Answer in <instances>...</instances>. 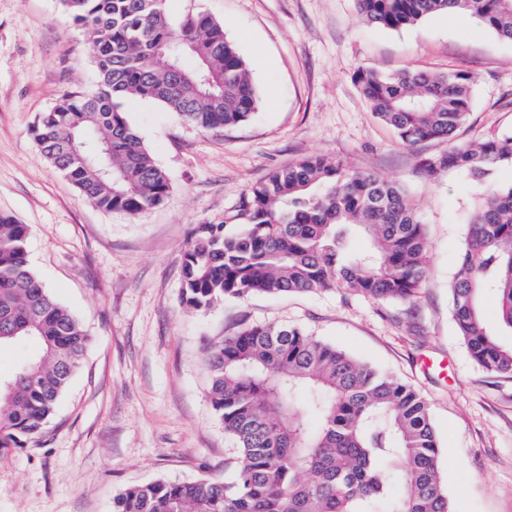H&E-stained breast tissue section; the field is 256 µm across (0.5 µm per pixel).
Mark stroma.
I'll list each match as a JSON object with an SVG mask.
<instances>
[{
	"label": "stroma",
	"mask_w": 512,
	"mask_h": 512,
	"mask_svg": "<svg viewBox=\"0 0 512 512\" xmlns=\"http://www.w3.org/2000/svg\"><path fill=\"white\" fill-rule=\"evenodd\" d=\"M221 22L246 59L258 106L239 125L203 132L151 101L126 115L170 181L136 215L85 201L35 143L41 112L93 89L85 32L59 0H0V211L30 228V265L84 326L83 362L42 432L0 458V512H112L126 487L158 478H227L233 445L208 398L209 343L253 324L291 325L412 385L428 401L453 512H512V378L470 356L449 286L482 185L426 160L443 141L408 147L376 119L361 69L464 70L473 106L457 140L512 135V42L465 14L399 31L359 16L355 0H170ZM307 156L342 160L405 186L427 226L430 267L412 303L340 291L227 299L200 313L181 303L192 229L245 223L246 189ZM447 361L446 373L424 366Z\"/></svg>",
	"instance_id": "obj_1"
}]
</instances>
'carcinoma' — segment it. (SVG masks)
Returning <instances> with one entry per match:
<instances>
[{
	"label": "carcinoma",
	"mask_w": 512,
	"mask_h": 512,
	"mask_svg": "<svg viewBox=\"0 0 512 512\" xmlns=\"http://www.w3.org/2000/svg\"><path fill=\"white\" fill-rule=\"evenodd\" d=\"M169 0H60L94 45L98 83L66 93L38 118L35 142L90 203L136 214L170 183L128 122L125 100L157 101L205 132L249 119L258 95L223 26ZM361 18L400 30L441 13L477 18L512 41V0H356ZM372 112L401 142H448L432 169L483 183L512 168V135L459 144L472 106L466 71L361 69ZM233 232L198 224L182 260V304L343 290L410 302L429 271L426 224L408 190L341 161L308 156L244 194ZM29 227L0 212V350L37 351L0 378V456L24 447L55 413L89 337L27 260ZM363 238L367 246L358 248ZM492 294L496 328L483 317ZM451 314L472 359L512 377V183L479 198L450 287ZM208 396L234 444L228 479L153 480L123 490L114 512H451L427 401L409 384L295 327L251 325L210 344Z\"/></svg>",
	"instance_id": "cac0c4a2"
}]
</instances>
